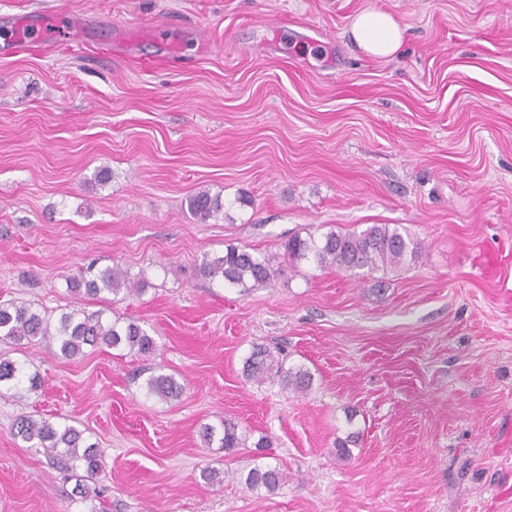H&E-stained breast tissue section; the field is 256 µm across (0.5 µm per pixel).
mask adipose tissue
Segmentation results:
<instances>
[{"mask_svg": "<svg viewBox=\"0 0 512 512\" xmlns=\"http://www.w3.org/2000/svg\"><path fill=\"white\" fill-rule=\"evenodd\" d=\"M349 35L368 57L391 60L400 56L406 30L390 13L366 10L357 13L348 28Z\"/></svg>", "mask_w": 512, "mask_h": 512, "instance_id": "obj_1", "label": "adipose tissue"}]
</instances>
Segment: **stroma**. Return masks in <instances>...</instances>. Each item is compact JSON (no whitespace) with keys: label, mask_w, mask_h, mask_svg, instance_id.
<instances>
[{"label":"stroma","mask_w":512,"mask_h":512,"mask_svg":"<svg viewBox=\"0 0 512 512\" xmlns=\"http://www.w3.org/2000/svg\"><path fill=\"white\" fill-rule=\"evenodd\" d=\"M371 9L406 27L400 57L346 38ZM47 15V45L13 47L17 18ZM126 31L140 42L113 54ZM201 189L224 203L205 224ZM372 224L423 244L381 295L305 263L245 295L196 270L230 244ZM93 259L144 292L75 298ZM0 302L100 310L156 341L71 359L0 342L42 381L0 397V512H512V0H0ZM256 344L311 391L246 380ZM154 371L178 400L147 395ZM22 415L98 443L88 494L13 435ZM226 418L248 447L204 445ZM267 462L285 484L248 490ZM188 209L198 222L205 224L224 210V203L219 195L202 190L190 196ZM146 389L149 395L161 401L169 402L179 399L184 391V385L172 374L151 373L146 379Z\"/></svg>","instance_id":"35a3bbf8"}]
</instances>
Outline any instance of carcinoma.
<instances>
[{
  "label": "carcinoma",
  "mask_w": 512,
  "mask_h": 512,
  "mask_svg": "<svg viewBox=\"0 0 512 512\" xmlns=\"http://www.w3.org/2000/svg\"><path fill=\"white\" fill-rule=\"evenodd\" d=\"M188 209L198 222L205 224L224 210L220 196L206 190L198 191L188 200ZM422 250L421 243L398 225L372 224L357 232L329 230L306 235L296 233L281 243L280 252L256 253L244 247L229 245L221 255H206L198 264L201 277L221 281L245 294L264 286L283 271V264L298 267L302 263H314L319 267H331L349 277L363 279L379 271L403 264L415 258ZM70 291L79 296H97L108 292L113 296L137 295L143 291L142 282L130 277L120 265L114 264L95 270L90 262L79 274L67 278ZM54 338L60 354L65 358L83 353V347L106 346L124 349L146 356L156 349L155 339L134 321L125 323L103 319V312H88L82 308L60 315L53 321L31 305L0 304V341L31 343ZM243 376L258 384L278 383L282 389L295 394L308 393L314 384L313 373L305 366H288L279 349L256 345L243 360ZM38 374H28L23 365L8 357L0 356V396L8 393L22 398L24 393L40 389ZM149 395L161 401L179 399L184 385L172 374L152 373L146 379ZM16 436L41 448L46 457L67 472L81 469L86 477L93 478L104 469L102 452L98 443H88L83 431L71 425L56 424L48 419L34 420L21 416L13 423ZM205 445L218 443V448L229 454L246 447L247 437L239 432L238 425L226 419L222 428L205 426L202 429ZM286 475L277 464L266 463L252 468L244 481L246 488H264L276 491Z\"/></svg>",
  "instance_id": "obj_1"
}]
</instances>
